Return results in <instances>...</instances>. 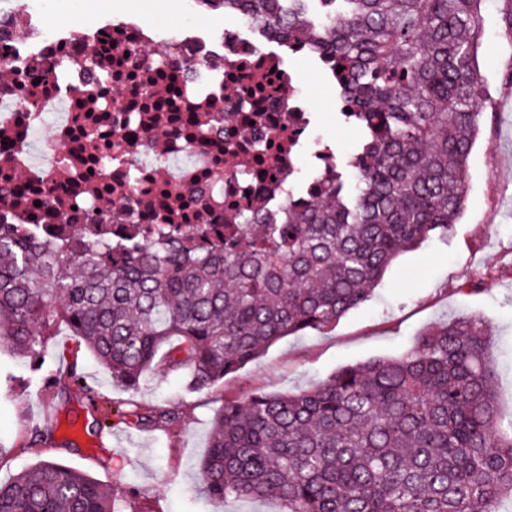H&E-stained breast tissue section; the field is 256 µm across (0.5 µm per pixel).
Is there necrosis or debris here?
Here are the masks:
<instances>
[{
  "label": "necrosis or debris",
  "mask_w": 512,
  "mask_h": 512,
  "mask_svg": "<svg viewBox=\"0 0 512 512\" xmlns=\"http://www.w3.org/2000/svg\"><path fill=\"white\" fill-rule=\"evenodd\" d=\"M254 31L239 17L218 36L158 31L132 10L56 30L17 0L0 13V188L12 196L0 220L79 225L114 198L103 218L113 238L170 223L220 236L334 176L306 95Z\"/></svg>",
  "instance_id": "obj_1"
}]
</instances>
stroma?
Returning <instances> with one entry per match:
<instances>
[{
  "instance_id": "obj_1",
  "label": "stroma",
  "mask_w": 512,
  "mask_h": 512,
  "mask_svg": "<svg viewBox=\"0 0 512 512\" xmlns=\"http://www.w3.org/2000/svg\"><path fill=\"white\" fill-rule=\"evenodd\" d=\"M141 12L162 29L186 21L222 31V12L182 7L181 0H36L41 15L57 23L80 17L93 27L117 7ZM512 0H486L479 63L485 86L478 98L480 135L470 156L466 209L448 234L403 253L386 272L375 297L335 327L308 331L274 344L256 361L199 392L176 376L148 375L137 391L113 382L65 325H57L41 350L42 368L14 363L0 345V482L41 460L62 462L109 485L116 497L133 491L126 512H280L268 499L209 500L197 465L209 447L212 420L225 399L252 390L296 393L342 366L410 349L417 335L469 314L492 327V356L499 365V412L512 419V39L506 18ZM289 66L317 117L322 143L350 175L362 138L360 127L339 113L336 83L315 58L261 36ZM473 291H465V284ZM170 408L165 427L140 426L139 408Z\"/></svg>"
}]
</instances>
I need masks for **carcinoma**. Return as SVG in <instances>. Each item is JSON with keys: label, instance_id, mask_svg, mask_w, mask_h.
<instances>
[{"label": "carcinoma", "instance_id": "obj_1", "mask_svg": "<svg viewBox=\"0 0 512 512\" xmlns=\"http://www.w3.org/2000/svg\"><path fill=\"white\" fill-rule=\"evenodd\" d=\"M196 2L343 67L344 116L363 130L353 181L338 173L280 220L258 213L213 240L203 224H131L114 240L110 224L0 222V341L33 369L62 322L129 391L154 371L210 389L278 340L336 326L401 253L463 214L483 0ZM490 344L483 317L453 319L399 357L295 394L224 401L203 488L217 502L277 499L284 512H501L512 421L498 418ZM0 512L122 510L103 483L41 460L0 483Z\"/></svg>", "mask_w": 512, "mask_h": 512}]
</instances>
